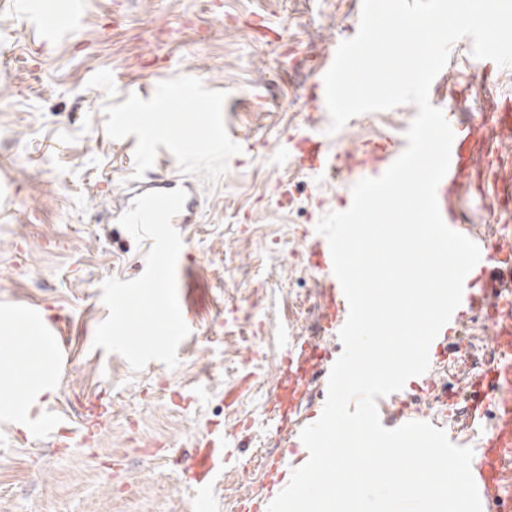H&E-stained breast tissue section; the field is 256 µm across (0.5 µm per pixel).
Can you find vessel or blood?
<instances>
[{
    "label": "vessel or blood",
    "mask_w": 512,
    "mask_h": 512,
    "mask_svg": "<svg viewBox=\"0 0 512 512\" xmlns=\"http://www.w3.org/2000/svg\"><path fill=\"white\" fill-rule=\"evenodd\" d=\"M457 98L442 105L444 117L454 132L450 164L436 190L439 210L444 222L456 232H464V214L456 199L462 186L474 184L487 206L498 205L502 198L512 197V161L498 155L491 158L481 180H474L476 160L473 147L487 128H494L501 139L512 138V109L499 107L493 124H486L484 111L469 113L466 119L456 117ZM405 143L392 135L381 136L377 142L354 155L340 156L314 130L302 129L297 142L286 150L298 168L316 174L328 182L347 185L344 173L359 166L363 175L381 176L405 150ZM480 249V260L474 273L464 281L462 299L447 323L449 331L462 335L463 320L474 313L494 329L490 348L479 371L472 373L465 395L454 396L452 405L461 406L464 423L480 431L479 457L471 464V473L481 501L488 512H512V223L497 225L494 239L474 235ZM309 267L325 290V303L318 321L319 331L340 332L348 317V303L333 273L328 242L318 232L307 234ZM338 350L313 343L310 339L290 337L283 359L286 371L324 368L339 358ZM227 448H200L192 458V477L199 491L196 512H217L210 494L218 465L230 456ZM284 458L275 459L268 471L270 489L251 505L253 512H267L274 499L272 489L280 485Z\"/></svg>",
    "instance_id": "b4317fda"
}]
</instances>
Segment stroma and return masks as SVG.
Returning a JSON list of instances; mask_svg holds the SVG:
<instances>
[{
	"mask_svg": "<svg viewBox=\"0 0 512 512\" xmlns=\"http://www.w3.org/2000/svg\"><path fill=\"white\" fill-rule=\"evenodd\" d=\"M360 0H85L65 42L43 44L0 0V311L56 322L71 339L39 411L58 410L61 436L36 438L0 413V512H194L196 448L223 437L235 458L215 498L242 512L287 446L273 400L286 353L282 331L317 330L321 299L304 250L306 230L341 202V187L281 156L314 116L334 150L389 132L403 136L412 106L350 119L330 132L315 112L313 73L349 34ZM192 82L205 97L127 114L126 96ZM208 109L193 126L191 111ZM140 131L186 127L188 164L159 155L155 175L196 183L177 292L190 329L176 368L133 371L94 347L108 310L106 279L140 276L151 241L113 223V199L138 178L136 148L115 117ZM227 122L239 145L216 151ZM493 335L471 317L433 390L408 379L385 412L454 428L440 391L465 385Z\"/></svg>",
	"mask_w": 512,
	"mask_h": 512,
	"instance_id": "stroma-1",
	"label": "stroma"
}]
</instances>
